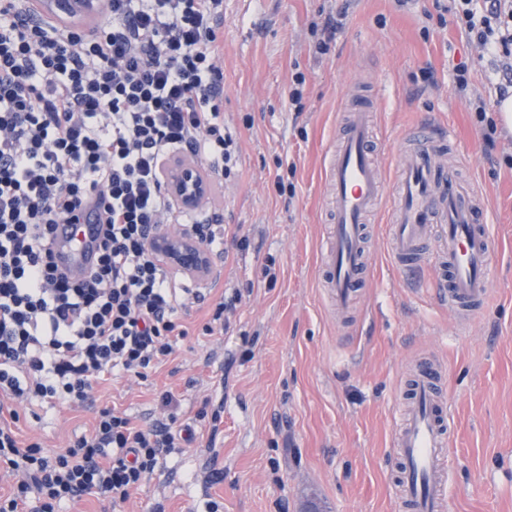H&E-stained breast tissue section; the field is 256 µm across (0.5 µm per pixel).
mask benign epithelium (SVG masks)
I'll use <instances>...</instances> for the list:
<instances>
[{"label":"benign epithelium","instance_id":"1","mask_svg":"<svg viewBox=\"0 0 512 512\" xmlns=\"http://www.w3.org/2000/svg\"><path fill=\"white\" fill-rule=\"evenodd\" d=\"M38 13L58 23L91 26L101 13L100 0H35ZM167 189L182 208H196L210 199L212 181L188 161H174L165 171ZM150 242L160 260L172 270L199 281L217 273L213 256L198 243L193 232L175 224L153 230Z\"/></svg>","mask_w":512,"mask_h":512}]
</instances>
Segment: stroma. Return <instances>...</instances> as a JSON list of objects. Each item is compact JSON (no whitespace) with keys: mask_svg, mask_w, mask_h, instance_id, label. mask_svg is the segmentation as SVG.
Instances as JSON below:
<instances>
[{"mask_svg":"<svg viewBox=\"0 0 512 512\" xmlns=\"http://www.w3.org/2000/svg\"><path fill=\"white\" fill-rule=\"evenodd\" d=\"M448 0H224L216 51L224 121L238 134L237 177L215 192L229 232L249 254L220 261L221 276L182 318L175 355L147 379L100 381L81 405L19 407L21 440L56 451L92 429L99 409L143 427L171 391L195 433L182 455L134 491L122 512H400L393 441L408 402V374L424 360L445 369L450 416L451 512H512V131L484 150L474 113L455 91L453 63L469 59L476 94L503 83L491 56L470 46ZM343 15L325 54L312 26ZM306 77L288 101L292 72ZM374 106V157L393 175L401 137L445 134L447 161L487 190L486 216L501 239L492 294L467 323L391 267L384 213L370 225L368 268L351 309L332 311L322 286L328 241L324 159L356 101ZM295 187L285 203L276 177ZM274 259L278 277L263 274ZM241 305L229 333L206 332L222 292Z\"/></svg>","mask_w":512,"mask_h":512,"instance_id":"obj_1","label":"stroma"}]
</instances>
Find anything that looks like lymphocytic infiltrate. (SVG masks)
I'll use <instances>...</instances> for the list:
<instances>
[{
    "mask_svg": "<svg viewBox=\"0 0 512 512\" xmlns=\"http://www.w3.org/2000/svg\"><path fill=\"white\" fill-rule=\"evenodd\" d=\"M0 0V401L75 404L105 376L147 378L187 332L179 312L199 290L177 282L149 234L194 228L224 246L216 209L177 208L163 172L189 160L235 174L240 147L222 111L216 41L223 0H109L90 30ZM453 21L512 75V0H453ZM104 227L94 266L56 261L52 227ZM164 418L136 425L111 408L61 451L0 426V463L22 473L0 512H58L105 495L120 507L192 435L170 392Z\"/></svg>",
    "mask_w": 512,
    "mask_h": 512,
    "instance_id": "lymphocytic-infiltrate-1",
    "label": "lymphocytic infiltrate"
}]
</instances>
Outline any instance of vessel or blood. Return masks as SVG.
Wrapping results in <instances>:
<instances>
[{"instance_id":"b4317fda","label":"vessel or blood","mask_w":512,"mask_h":512,"mask_svg":"<svg viewBox=\"0 0 512 512\" xmlns=\"http://www.w3.org/2000/svg\"><path fill=\"white\" fill-rule=\"evenodd\" d=\"M373 139L372 109L363 101L352 108L336 152L327 161L332 239L321 255L329 298L337 310H348L366 261L367 223L385 208L388 253L405 278L420 280L422 270L438 267L436 280L449 311L466 318L484 307L490 296V272L500 249L498 237L478 215L485 205L480 187L463 182L443 162L436 139L427 131L413 136L412 146L396 161L395 176L385 179L369 150ZM97 227L57 225L55 241L66 267L86 265L96 245ZM435 239L433 252L423 245ZM444 372L423 363L411 382L412 400L398 426L394 446L401 474L397 496L405 512H448L447 407L439 387Z\"/></svg>"}]
</instances>
